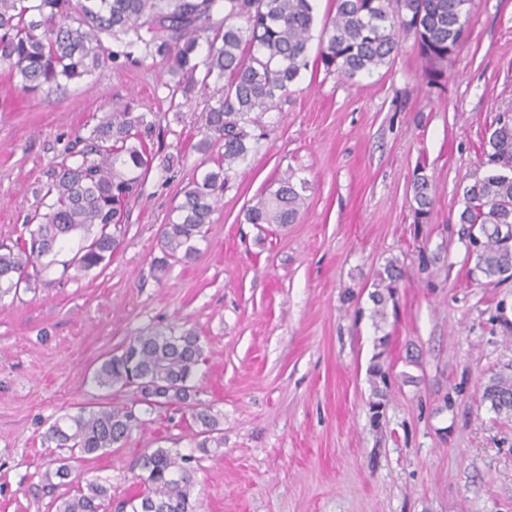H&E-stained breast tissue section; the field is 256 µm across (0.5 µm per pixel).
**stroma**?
Masks as SVG:
<instances>
[{
    "instance_id": "stroma-1",
    "label": "stroma",
    "mask_w": 512,
    "mask_h": 512,
    "mask_svg": "<svg viewBox=\"0 0 512 512\" xmlns=\"http://www.w3.org/2000/svg\"><path fill=\"white\" fill-rule=\"evenodd\" d=\"M295 88L225 186L194 260L161 272V226L212 165L196 148L206 92L170 96L161 63L132 61L32 97L0 66V243L42 212L57 166L113 101L154 112L162 132L111 264L78 278L56 268L0 298V512H52L39 481L59 451L43 432L79 407L132 406L92 373L166 324L201 338L195 384L224 446L199 451L188 409L157 410L79 467L107 478L114 500L132 492L138 456L163 447L194 455L200 512H512V416L481 399L492 374H512V280L471 276L458 222L484 172L483 136L512 110V0H473L443 85H428L404 33L390 66L352 82L310 68ZM420 168L435 183L421 223ZM286 170L306 186L297 221L247 223ZM390 259L403 271L398 312L379 331L370 295ZM382 333L392 387L374 411L367 368ZM412 200L417 221L425 219L434 205L435 189L433 181L424 174H416L412 183Z\"/></svg>"
}]
</instances>
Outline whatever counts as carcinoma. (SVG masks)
Segmentation results:
<instances>
[{
  "instance_id": "obj_1",
  "label": "carcinoma",
  "mask_w": 512,
  "mask_h": 512,
  "mask_svg": "<svg viewBox=\"0 0 512 512\" xmlns=\"http://www.w3.org/2000/svg\"><path fill=\"white\" fill-rule=\"evenodd\" d=\"M472 0H335V15L324 23L315 63L329 75L353 80L390 64L400 33L415 37L429 84L447 80L448 60L461 47ZM220 13L222 17L214 18ZM315 23L313 0H0V63L18 89L49 95L120 57L160 60L174 86L187 93L196 84L220 85L205 115L204 151L217 150L215 168L182 191L160 233L162 256L185 261L205 236L230 173L246 161L262 117L291 93L308 67ZM121 47L112 50L107 40ZM206 53H201V44ZM160 125L152 112L112 102L107 115L72 146L69 161L54 173L44 194L46 212L28 237L0 244V295L31 289L53 267L87 273L105 268L126 234L125 207L139 197L153 166L150 149ZM486 170L463 191L459 222L477 228L482 242L468 250L471 272L502 283L512 271V113L504 112L485 142ZM293 175L283 173L278 188L247 210L250 224L284 226L297 220L303 203ZM433 181L424 174L412 183L414 214L422 220L434 205ZM401 269L390 260L377 273L371 294L375 328L396 301ZM368 367L372 396L381 407L390 382L388 338L377 340ZM207 357L200 336L190 330L153 326L104 356L92 381L101 388L130 389L136 402L153 411L190 407L198 448L221 447L219 419L197 399L193 379ZM482 400L498 414H512V375L496 373L484 384ZM144 424L133 408L82 407L53 422L42 445L66 448L55 468L41 479L45 488L68 487L54 499L56 512H199L194 496L192 457L176 448H152L138 458L129 497L112 504V485L86 478L76 467L84 456L125 442Z\"/></svg>"
}]
</instances>
